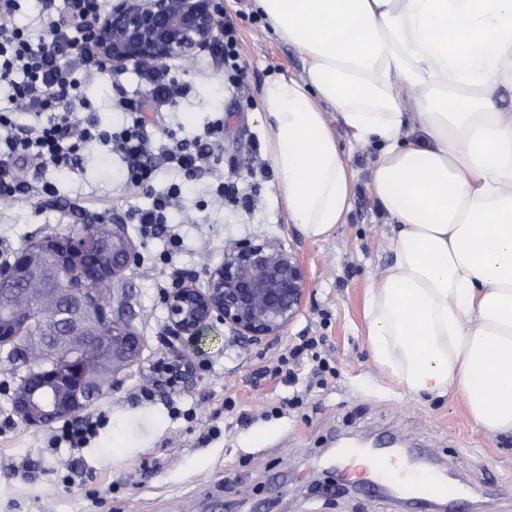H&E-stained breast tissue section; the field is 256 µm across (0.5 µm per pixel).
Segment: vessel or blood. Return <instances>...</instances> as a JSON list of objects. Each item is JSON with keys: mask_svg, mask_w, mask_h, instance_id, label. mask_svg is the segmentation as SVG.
Masks as SVG:
<instances>
[{"mask_svg": "<svg viewBox=\"0 0 512 512\" xmlns=\"http://www.w3.org/2000/svg\"><path fill=\"white\" fill-rule=\"evenodd\" d=\"M343 454L345 457L355 460L356 471L372 478L402 484L404 489L414 497L453 500L460 495L457 486L435 476L422 479L405 478L402 469L388 453L371 452L364 454L359 450L347 448L344 449Z\"/></svg>", "mask_w": 512, "mask_h": 512, "instance_id": "vessel-or-blood-1", "label": "vessel or blood"}]
</instances>
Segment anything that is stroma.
Returning a JSON list of instances; mask_svg holds the SVG:
<instances>
[{
    "label": "stroma",
    "instance_id": "35a3bbf8",
    "mask_svg": "<svg viewBox=\"0 0 512 512\" xmlns=\"http://www.w3.org/2000/svg\"><path fill=\"white\" fill-rule=\"evenodd\" d=\"M221 2L223 18L238 32V75L230 76L211 51L172 61L186 94L152 133L167 129L192 140L223 125L213 151L232 198L221 203L206 185L193 187L170 215L181 248L169 251L162 238L140 241L122 277L132 324L144 358L159 357L169 322L148 267L165 257L182 274L200 277L245 239L279 240L296 254L310 279L302 310L281 336L262 341L235 336L218 322L207 327L187 348L198 374L190 387L160 392L130 368L92 405L106 422L75 452L53 443L55 426L32 428L16 418L12 399L27 365L0 361V512H429L396 483L371 492L359 485L336 448L360 439L410 450L419 469L452 476L463 490L459 512H512V433L476 428L456 392L409 395L371 358L365 302L393 260L387 240L394 228L370 185L376 146L338 135L356 181L351 209L331 237L316 241L289 224L265 148L267 129L255 114L268 79L299 77L302 58L264 21L256 0ZM147 92L136 70H107L81 86L99 126L112 130L131 121L113 100ZM154 164L150 188H137L120 179L119 156L90 148L65 172L48 171L57 203L0 201V263L35 239L76 227L71 205L79 199L87 214L128 219L129 235L138 238L131 211L179 180L163 158ZM305 336L323 337L318 353L328 377L305 363L296 383L280 381L274 370ZM190 408L195 416L188 419Z\"/></svg>",
    "mask_w": 512,
    "mask_h": 512
}]
</instances>
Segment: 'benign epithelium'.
Instances as JSON below:
<instances>
[{"label": "benign epithelium", "mask_w": 512, "mask_h": 512, "mask_svg": "<svg viewBox=\"0 0 512 512\" xmlns=\"http://www.w3.org/2000/svg\"><path fill=\"white\" fill-rule=\"evenodd\" d=\"M218 0H111L109 10L91 23V46L115 70L147 62L191 60L210 51L215 40ZM136 255L119 214L99 219L91 233L46 235L19 249L0 269V346L27 335L28 311L9 305L28 282L41 280L52 304L53 322L44 326L47 359L28 371L13 397L15 413L43 426L73 417L100 399L96 379L81 358L95 348L112 361V385L134 366L159 390L192 381L194 370L180 346L199 338L219 320L245 339L279 336L301 310L309 292L306 270L278 240L243 241L224 251L199 283L189 276L166 297L174 339L157 363L142 366L140 336L127 318L124 289L107 296L89 282L120 279ZM111 322L112 338L96 337L91 321Z\"/></svg>", "instance_id": "7a95c632"}]
</instances>
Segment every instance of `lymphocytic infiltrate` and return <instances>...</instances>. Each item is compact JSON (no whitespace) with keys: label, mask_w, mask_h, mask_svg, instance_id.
<instances>
[{"label":"lymphocytic infiltrate","mask_w":512,"mask_h":512,"mask_svg":"<svg viewBox=\"0 0 512 512\" xmlns=\"http://www.w3.org/2000/svg\"><path fill=\"white\" fill-rule=\"evenodd\" d=\"M104 0H62L48 25V38L32 41L29 29L18 19L17 0H7L0 12V84L6 85L10 111L0 113V198L17 203L36 197L53 201V181L37 177L22 180L19 163L46 170L64 171L74 154L87 146H102L117 154L125 166L127 183L144 187L151 183L153 154H161L189 182L208 183L216 199H223L224 176L214 166L208 140L187 143L172 138L154 142L144 126L145 115L174 107L185 93L168 64L144 68L150 85L148 98H120L117 107L132 117L129 126L118 131L99 130L94 116L83 122L71 120V110L81 96L82 78L105 70L106 64L89 48L87 28L98 15ZM36 115L35 123L19 124L16 113ZM181 194L180 186L154 196L150 207L137 210L135 220L143 238L158 234L169 237L172 247L181 240L167 220V214Z\"/></svg>","instance_id":"lymphocytic-infiltrate-1"}]
</instances>
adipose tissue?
<instances>
[{
  "label": "adipose tissue",
  "mask_w": 512,
  "mask_h": 512,
  "mask_svg": "<svg viewBox=\"0 0 512 512\" xmlns=\"http://www.w3.org/2000/svg\"><path fill=\"white\" fill-rule=\"evenodd\" d=\"M258 6L303 59L257 114L289 222L329 238L354 189L337 129L378 143L372 188L396 227L366 301L372 358L408 394L455 390L475 425L512 433V0Z\"/></svg>",
  "instance_id": "obj_1"
}]
</instances>
